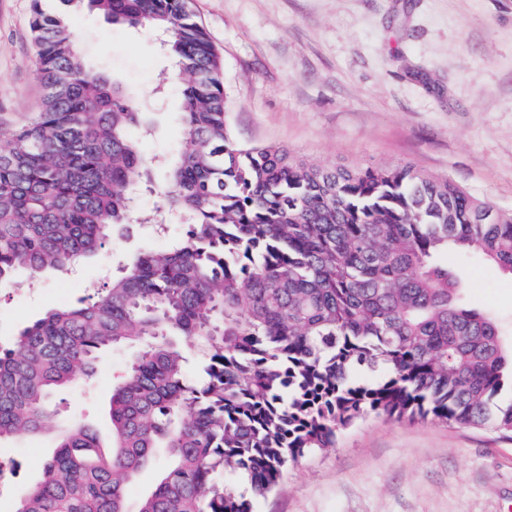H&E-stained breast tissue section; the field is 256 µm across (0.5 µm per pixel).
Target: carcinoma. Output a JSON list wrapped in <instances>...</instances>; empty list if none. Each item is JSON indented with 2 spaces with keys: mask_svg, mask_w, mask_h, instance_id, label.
Segmentation results:
<instances>
[{
  "mask_svg": "<svg viewBox=\"0 0 512 512\" xmlns=\"http://www.w3.org/2000/svg\"><path fill=\"white\" fill-rule=\"evenodd\" d=\"M54 2L32 22L42 109L0 133V283L102 250L155 169L157 209L181 235L0 350L1 443L55 433V391L92 376L101 353L138 348L112 387L110 442L73 422L14 512H253L288 466L371 414L512 434V402L496 403L512 387V343L448 270L454 247L512 273V211L411 163L316 165L240 146L191 0ZM85 9L163 41L184 77L177 154L144 155L131 132L148 129L145 113L85 64L70 33ZM159 456L158 482L130 509L128 487Z\"/></svg>",
  "mask_w": 512,
  "mask_h": 512,
  "instance_id": "1",
  "label": "carcinoma"
}]
</instances>
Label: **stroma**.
Returning <instances> with one entry per match:
<instances>
[{
	"label": "stroma",
	"mask_w": 512,
	"mask_h": 512,
	"mask_svg": "<svg viewBox=\"0 0 512 512\" xmlns=\"http://www.w3.org/2000/svg\"><path fill=\"white\" fill-rule=\"evenodd\" d=\"M34 0H0V127L38 111ZM223 62L228 126L241 146L276 144L328 165L415 164L494 207L512 210V0H193ZM84 60L133 92L147 112L146 155L183 140L181 82L147 28L80 12ZM140 222L58 272L20 268L0 286V350L43 312L103 288L133 255L169 248L147 222L156 197L134 190ZM467 299L512 321V275L449 252ZM135 351L102 355L96 376L55 393L62 422L108 434L112 383ZM52 438L0 443L14 478L0 512L41 476ZM254 512H512V435L432 420L369 416L339 432L254 500Z\"/></svg>",
	"instance_id": "obj_1"
}]
</instances>
